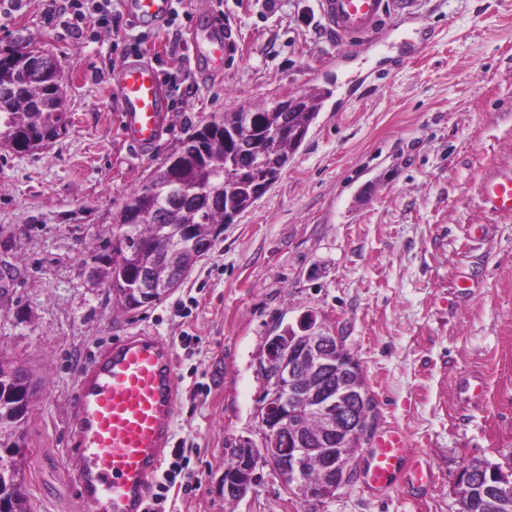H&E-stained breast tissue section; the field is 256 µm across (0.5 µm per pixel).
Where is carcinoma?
I'll return each instance as SVG.
<instances>
[{
    "label": "carcinoma",
    "mask_w": 512,
    "mask_h": 512,
    "mask_svg": "<svg viewBox=\"0 0 512 512\" xmlns=\"http://www.w3.org/2000/svg\"><path fill=\"white\" fill-rule=\"evenodd\" d=\"M16 41L0 47V148L31 153L45 148L67 130L64 74L60 63L37 47L21 51ZM324 95L311 93L301 103L278 100L248 111L226 112L197 126L165 162L147 174L142 184L124 196L112 213V256L101 278L112 296L137 287L143 270L165 279L172 255L158 249L165 238L176 255L189 265L201 256L200 247L214 243L224 225L251 208L279 178L305 140L322 108ZM336 372L304 366L308 391L336 389ZM32 389L24 371L0 367V424L22 428L30 411L19 395ZM308 449L305 472L297 480L280 474L285 487L302 492V482L318 483L324 468L314 452L321 447L322 422L313 413L299 418ZM292 456L295 440L286 432L269 434L255 446L257 458L265 451ZM25 452L0 443V512H30L22 469Z\"/></svg>",
    "instance_id": "carcinoma-1"
}]
</instances>
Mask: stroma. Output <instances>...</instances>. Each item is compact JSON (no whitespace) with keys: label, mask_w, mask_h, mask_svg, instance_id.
Here are the masks:
<instances>
[{"label":"stroma","mask_w":512,"mask_h":512,"mask_svg":"<svg viewBox=\"0 0 512 512\" xmlns=\"http://www.w3.org/2000/svg\"><path fill=\"white\" fill-rule=\"evenodd\" d=\"M223 8L239 58L184 96L147 157L118 136L105 48L44 0L0 10V46L21 37L60 62L69 120L41 151H0V361L38 383L22 432L32 512H87L66 454L76 371L142 327L175 345L174 433L200 451L198 486L174 494V512H460L462 465L512 458V216L480 193L485 173L512 171V0H417L435 36L391 73L374 52L337 53L317 0ZM320 90L315 124L255 206L172 293L118 307L97 272L125 194L213 116ZM305 315L342 336L377 429L402 432L429 486L406 472L383 495L359 478L301 499L261 466L225 500L231 448L259 437L256 364Z\"/></svg>","instance_id":"obj_1"}]
</instances>
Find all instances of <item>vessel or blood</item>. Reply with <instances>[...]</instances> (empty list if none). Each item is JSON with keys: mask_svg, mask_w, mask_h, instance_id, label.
I'll return each mask as SVG.
<instances>
[{"mask_svg": "<svg viewBox=\"0 0 512 512\" xmlns=\"http://www.w3.org/2000/svg\"><path fill=\"white\" fill-rule=\"evenodd\" d=\"M416 0H317L328 38L340 49L364 47L391 55L389 37H403L418 23ZM173 0H122L125 20L138 31L160 32ZM197 75L223 76L240 54L230 24L200 13L187 37ZM111 92L119 105V134L140 154L153 152L169 128V91L146 55L121 61ZM482 194L489 209L512 214V173L486 177ZM178 401L173 346L147 331L120 336L101 348L77 374L70 410L68 459L89 512H145L150 488L173 446ZM419 485L430 474L411 457L402 433L385 430L368 451L366 486L385 493L405 469Z\"/></svg>", "mask_w": 512, "mask_h": 512, "instance_id": "b4317fda", "label": "vessel or blood"}]
</instances>
